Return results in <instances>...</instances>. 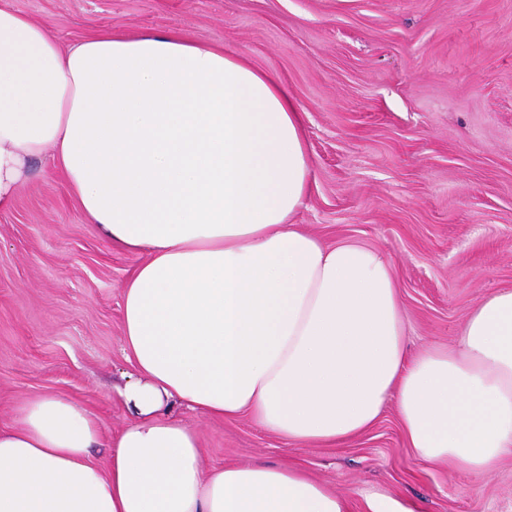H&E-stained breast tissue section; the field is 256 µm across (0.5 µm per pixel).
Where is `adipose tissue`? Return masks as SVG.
<instances>
[{
  "mask_svg": "<svg viewBox=\"0 0 512 512\" xmlns=\"http://www.w3.org/2000/svg\"><path fill=\"white\" fill-rule=\"evenodd\" d=\"M46 154L84 217L143 257L122 305L136 420L106 437L80 403L28 401L0 427V512H346L294 468L205 472L177 403L295 445L343 443L391 403L427 465L512 456V289L471 308L452 348L410 353L391 262L289 221L310 166L275 73L176 33L66 46L0 0V211Z\"/></svg>",
  "mask_w": 512,
  "mask_h": 512,
  "instance_id": "ef3b65f1",
  "label": "adipose tissue"
}]
</instances>
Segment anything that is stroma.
Wrapping results in <instances>:
<instances>
[{
	"label": "stroma",
	"instance_id": "stroma-1",
	"mask_svg": "<svg viewBox=\"0 0 512 512\" xmlns=\"http://www.w3.org/2000/svg\"><path fill=\"white\" fill-rule=\"evenodd\" d=\"M69 45L177 31L274 72L302 112L311 188L292 221L392 263L408 346H453L469 310L512 289V0H10ZM140 255L88 223L50 158L0 212V427L37 396L81 402L104 434L135 416L122 294ZM206 469L298 467L368 512H512V458L489 473L429 467L394 406L340 446H292L246 415L173 406Z\"/></svg>",
	"mask_w": 512,
	"mask_h": 512
}]
</instances>
